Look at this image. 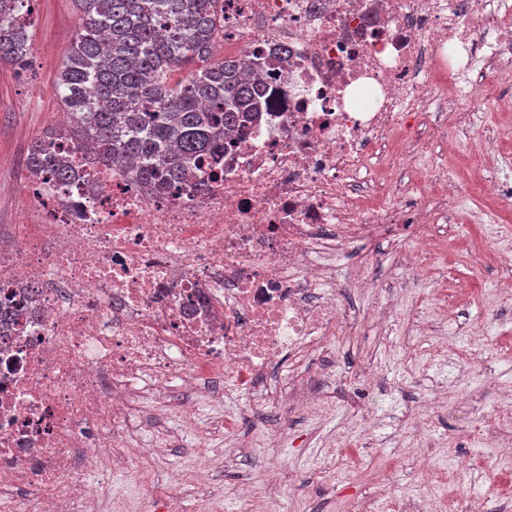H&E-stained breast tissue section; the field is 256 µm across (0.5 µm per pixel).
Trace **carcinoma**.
Returning <instances> with one entry per match:
<instances>
[{
    "mask_svg": "<svg viewBox=\"0 0 512 512\" xmlns=\"http://www.w3.org/2000/svg\"><path fill=\"white\" fill-rule=\"evenodd\" d=\"M32 0H0V64L31 54ZM80 26L52 93L68 124L34 139L27 169L56 184L74 177L58 141L145 183L185 181L224 152V136L264 107L260 63L247 51L210 62L224 35L219 0H76ZM185 71L173 83L171 75ZM0 299V334L14 321Z\"/></svg>",
    "mask_w": 512,
    "mask_h": 512,
    "instance_id": "obj_1",
    "label": "carcinoma"
}]
</instances>
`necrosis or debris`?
<instances>
[{
  "label": "necrosis or debris",
  "mask_w": 512,
  "mask_h": 512,
  "mask_svg": "<svg viewBox=\"0 0 512 512\" xmlns=\"http://www.w3.org/2000/svg\"><path fill=\"white\" fill-rule=\"evenodd\" d=\"M257 54L266 98L230 131L197 188L145 185L83 155L74 180L31 182L14 246L0 244V294L22 303L0 340V512H100L107 484L89 471L139 473L166 437L138 440L133 404L170 402L197 429V393L230 384L240 413H306L333 398L330 355L345 325L336 265L353 255L367 288L382 242L422 279L437 205L416 185L377 202V164L411 168L425 137L466 122L434 119L478 64L512 70V0H224V52ZM500 139L468 135L472 165L495 202L512 181L489 164ZM416 471L442 485L427 449L431 420L408 412ZM286 464L237 485L240 512H275Z\"/></svg>",
  "instance_id": "4bbe7bcc"
}]
</instances>
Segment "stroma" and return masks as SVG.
<instances>
[{
    "label": "stroma",
    "mask_w": 512,
    "mask_h": 512,
    "mask_svg": "<svg viewBox=\"0 0 512 512\" xmlns=\"http://www.w3.org/2000/svg\"><path fill=\"white\" fill-rule=\"evenodd\" d=\"M33 49L25 71L0 65V229L21 223L19 200L28 182L25 159L35 138L56 127L61 110L51 88L61 60L79 25L75 0H34ZM462 111L471 113L475 128L501 123L507 128L500 150L512 154V112L497 111L493 102L476 96L464 101ZM465 142L447 140L430 154L420 157L415 170L400 171V179L420 183L425 194L428 170L442 167L449 181L462 185L465 212L449 209L442 229L448 237L446 264L435 268L433 277L442 279L453 319L448 325V351L432 358L424 355L416 341L403 336L401 323L380 330L367 325L353 336H337L336 355L331 363L336 372L333 406L315 415L268 411L260 420L245 423L241 432L251 448L243 450L217 437L201 444L198 436L185 432L175 415H159L154 400L141 405V435L150 440L163 426L171 431L174 444L163 455L145 463V477L153 490L135 495L132 480L124 473L107 474L113 501H131L129 512H164L156 497L164 492L170 473L195 477L201 458L217 456L229 464L216 473L219 498L202 505L200 512H237L232 495L239 478L261 480L267 457L264 442L282 435L279 452L288 465L290 479L283 498V512H350L353 495L377 493L384 474H392L399 495L420 502L421 479L410 462L391 469V462L408 441L401 418L407 408L444 391L447 405L436 406L428 439L430 451L448 468V485L443 494L447 512H470L474 502L485 503L490 512H512V498H495L492 482H512V458L495 455L493 448L475 443L471 436L476 411L495 413L496 395L483 390L484 379L512 391V301L502 300L499 279L469 258L471 244L507 236L512 241V207L486 208L479 190L471 183ZM482 329L481 337L489 366L485 372L467 371L457 349L467 344L471 330ZM374 365L381 371L374 390H357L353 375ZM351 433L356 444L353 457L328 460L330 444L343 433ZM476 464L487 474L478 482L463 479L457 465Z\"/></svg>",
    "instance_id": "35a3bbf8"
}]
</instances>
